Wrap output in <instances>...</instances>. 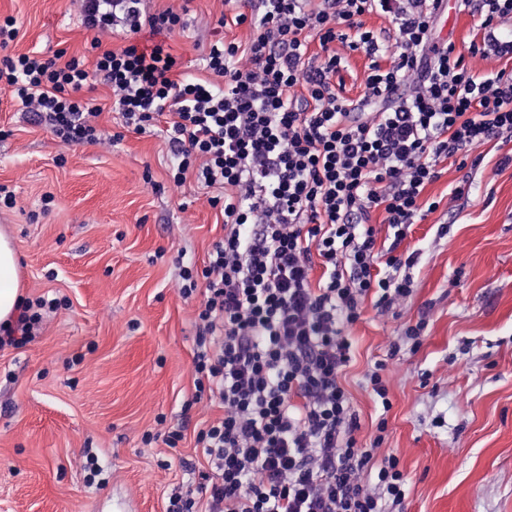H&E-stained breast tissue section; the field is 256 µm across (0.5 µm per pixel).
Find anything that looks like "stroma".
I'll return each mask as SVG.
<instances>
[{
	"label": "stroma",
	"instance_id": "stroma-1",
	"mask_svg": "<svg viewBox=\"0 0 512 512\" xmlns=\"http://www.w3.org/2000/svg\"><path fill=\"white\" fill-rule=\"evenodd\" d=\"M187 6L188 23L165 42L187 75L216 32L248 42V25L218 27L246 0H149ZM16 40L0 56L61 48L84 53L93 38L71 0H0ZM474 18L448 6L440 36L483 75L512 61L469 55ZM92 94L99 125L122 138L62 147L0 91V209L21 261L26 299L61 300L34 339L0 350V512H165L171 491L202 467L195 435L220 408L193 402L196 301L181 298L182 264L202 265L224 219L194 184L174 186L162 136L122 130L112 93ZM512 142L472 149L427 186L431 198L464 194L413 224L419 250L412 295L396 315L366 304L349 334L342 384L360 417V441L386 418L384 451L409 477L402 512H512ZM450 227L437 238L436 227ZM426 319L417 351L387 360L406 321ZM387 360L390 409L365 374ZM180 431L177 447L144 433Z\"/></svg>",
	"mask_w": 512,
	"mask_h": 512
}]
</instances>
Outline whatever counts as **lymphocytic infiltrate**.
I'll return each instance as SVG.
<instances>
[{"instance_id": "lymphocytic-infiltrate-1", "label": "lymphocytic infiltrate", "mask_w": 512, "mask_h": 512, "mask_svg": "<svg viewBox=\"0 0 512 512\" xmlns=\"http://www.w3.org/2000/svg\"><path fill=\"white\" fill-rule=\"evenodd\" d=\"M95 31L87 57L57 51L0 58V90L64 146L103 143L102 107L84 91L111 88L124 127L164 132L175 185L194 181L224 216V235L202 266L180 270L179 294L196 310L194 402L224 415L200 429L207 463L196 487L166 512H393L407 478L371 443L341 383L349 327L374 298L379 313L411 295L418 254L401 247L411 224L438 209L423 200L445 160L512 141V70L473 73L466 54L512 57V0H458L477 18L467 52L440 39L443 0H252L234 16L249 44L217 39L202 76L184 77L165 36L183 11L145 0H80ZM390 16L394 41L365 27ZM156 35L151 45L104 46L105 34ZM318 65L306 66L310 42ZM370 60L362 95L337 92L346 52ZM390 64H383L386 53ZM393 241L378 242L373 211ZM55 298L25 301L0 348L29 342Z\"/></svg>"}]
</instances>
